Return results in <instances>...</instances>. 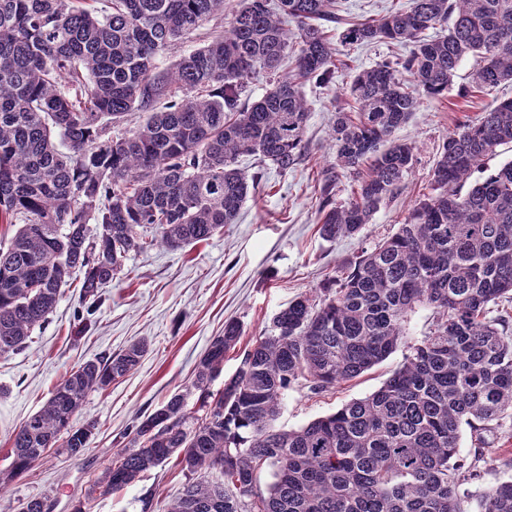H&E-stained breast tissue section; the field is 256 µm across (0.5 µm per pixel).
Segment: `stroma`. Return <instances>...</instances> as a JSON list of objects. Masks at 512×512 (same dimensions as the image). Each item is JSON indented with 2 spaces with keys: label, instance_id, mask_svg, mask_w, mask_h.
<instances>
[{
  "label": "stroma",
  "instance_id": "obj_1",
  "mask_svg": "<svg viewBox=\"0 0 512 512\" xmlns=\"http://www.w3.org/2000/svg\"><path fill=\"white\" fill-rule=\"evenodd\" d=\"M404 44L378 42L339 47L331 83L303 82L309 108L305 147L298 163L280 171L272 163L241 158L258 173L236 223L210 240L173 250L157 243L131 252L121 279L104 291V301L87 325H79L81 274H74L48 321L33 330L25 349L0 357V472L11 463L15 429L36 413L54 387L77 364L146 340L137 370L107 390L91 392L75 425L93 422L90 447L71 459L48 451L27 473L9 483L0 512H19L27 499L47 497L49 512H72L83 501L87 512H141L139 499L154 492L156 508L179 496L185 481L176 461L152 469L111 495L90 496L125 433L171 393L188 385L210 341L223 335L227 320L243 328L241 346L251 345L272 316L301 293L340 277L362 248L393 234L410 208L431 189L437 152L444 138L465 122L512 99V82L472 92L476 63L466 58L447 93L423 98L418 112L395 136L415 143V161L396 198L382 205L360 236L323 239L319 208L324 177L335 164L331 127L337 109L350 108L353 76L385 59L407 55ZM404 349L357 378L320 393L289 392L280 427L302 426L365 397L400 367ZM460 454L477 460L478 486L512 476V423L481 434L462 427Z\"/></svg>",
  "mask_w": 512,
  "mask_h": 512
}]
</instances>
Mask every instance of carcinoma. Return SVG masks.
<instances>
[{
  "mask_svg": "<svg viewBox=\"0 0 512 512\" xmlns=\"http://www.w3.org/2000/svg\"><path fill=\"white\" fill-rule=\"evenodd\" d=\"M108 2L0 0V224L19 225L0 246V356L25 347L74 273L92 314L146 235L179 249L235 223L257 182L239 158L293 168L308 120L300 81L328 83L336 69L332 0H238L224 34L165 70L159 57L224 13V0ZM338 40L411 49L356 74L353 109L336 111V174L353 188L337 204L324 181L328 241L359 236L393 199L414 161L395 131L423 98L448 92L465 57L478 59L474 90L512 81V0H409ZM259 74L269 88L249 100ZM133 112L143 123L120 130ZM507 144L512 99L449 134L431 193L398 230L277 312L215 390L243 333L225 323L190 384L133 427L92 491L110 495L174 458L186 482L164 512H469L471 500L477 512H512V479L472 491L476 463L460 457L461 425L477 433L512 418V318L494 314L512 302V160L471 181ZM418 308L432 310V326L409 343ZM401 346L404 362L377 391L298 428L276 425L288 390L320 393ZM145 352L138 340L72 368L14 433L0 491L57 444L82 457L94 425L73 419L87 395Z\"/></svg>",
  "mask_w": 512,
  "mask_h": 512,
  "instance_id": "carcinoma-1",
  "label": "carcinoma"
}]
</instances>
